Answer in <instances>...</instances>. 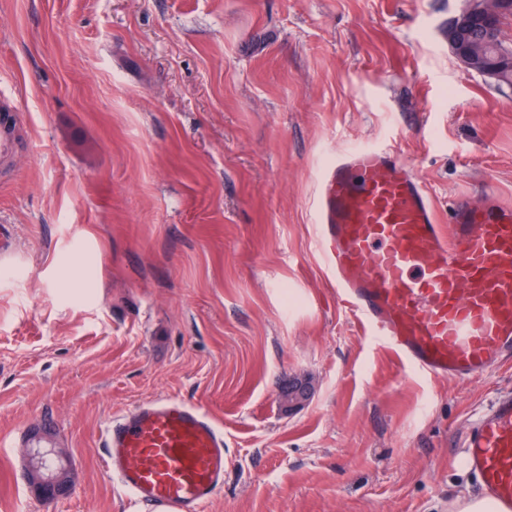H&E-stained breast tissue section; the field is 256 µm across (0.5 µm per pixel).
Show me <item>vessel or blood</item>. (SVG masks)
Listing matches in <instances>:
<instances>
[{
    "label": "vessel or blood",
    "mask_w": 512,
    "mask_h": 512,
    "mask_svg": "<svg viewBox=\"0 0 512 512\" xmlns=\"http://www.w3.org/2000/svg\"><path fill=\"white\" fill-rule=\"evenodd\" d=\"M17 131L0 118V160ZM317 236L336 288L371 336L422 374L469 381L512 357V203L492 191L460 198L440 221L435 202L392 150L356 147L324 172ZM19 430L0 445L14 482L15 453L50 439ZM103 468L151 512H202L224 486V428L176 398L142 403L101 431ZM484 495L512 512V393L495 398L461 442Z\"/></svg>",
    "instance_id": "b4317fda"
}]
</instances>
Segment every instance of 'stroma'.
Returning a JSON list of instances; mask_svg holds the SVG:
<instances>
[{
  "mask_svg": "<svg viewBox=\"0 0 512 512\" xmlns=\"http://www.w3.org/2000/svg\"><path fill=\"white\" fill-rule=\"evenodd\" d=\"M464 0H0L22 133L0 167V439L53 413L60 504L0 467V512H143L110 416L176 397L224 427L204 512H448L455 444L512 363L449 382L368 336L316 240L324 169L386 146L440 216L512 202V89L443 37ZM310 397L284 411L293 380Z\"/></svg>",
  "mask_w": 512,
  "mask_h": 512,
  "instance_id": "35a3bbf8",
  "label": "stroma"
}]
</instances>
